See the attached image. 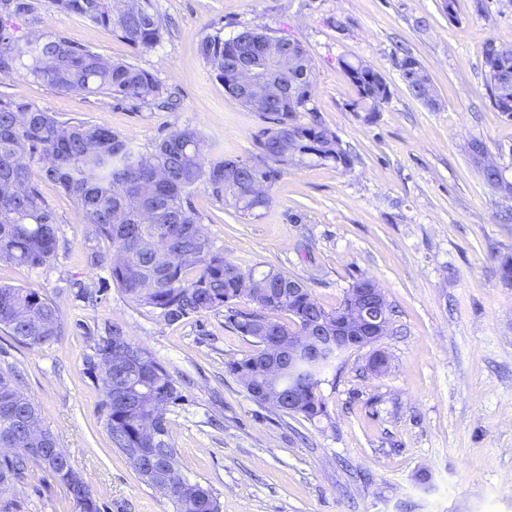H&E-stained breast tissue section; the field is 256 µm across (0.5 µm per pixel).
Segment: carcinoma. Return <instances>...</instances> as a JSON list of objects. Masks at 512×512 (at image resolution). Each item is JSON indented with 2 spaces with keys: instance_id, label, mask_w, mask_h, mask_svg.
<instances>
[{
  "instance_id": "obj_1",
  "label": "carcinoma",
  "mask_w": 512,
  "mask_h": 512,
  "mask_svg": "<svg viewBox=\"0 0 512 512\" xmlns=\"http://www.w3.org/2000/svg\"><path fill=\"white\" fill-rule=\"evenodd\" d=\"M45 2L60 12L115 30L141 51L153 48L164 34L152 0ZM35 9L34 0H0V71L11 70L19 62L28 77L61 92L105 94L165 107L163 88L151 73L136 65L104 58L60 37L29 40L15 35L9 19L30 15ZM240 49L263 55L261 66L266 72L260 90L242 98L239 86L245 78L229 67ZM199 51L229 95L271 123L257 135L249 160L231 165L223 156L205 162L199 153L200 133L193 127L174 129L144 150L108 127L89 121L62 122L51 112L0 96V264L41 268L57 256L55 215L33 181L35 170L40 179L54 182L74 201L83 223L93 225L104 247L91 251V264L108 268L112 283L137 305L156 311L170 323L227 309L231 327L255 339L253 354L228 363L229 373L252 396L267 385L263 352L268 345L287 341L314 320L326 325L350 324L355 331L361 309L346 295L328 311L301 281L288 284V274L274 269L257 274L232 263L213 248L190 196L202 186L247 220L273 203L270 192L261 199L252 192L274 182L281 169L308 160L347 166L350 157L336 133L310 106L314 94L311 60L299 41L245 28L229 39L218 33L207 35ZM482 55L489 102L495 109L510 108L506 116L512 118V43H500ZM338 64L356 89L349 111L365 122L372 121L389 99L385 79L359 59L341 58ZM268 83L283 84L288 91L267 98L263 88ZM408 87L418 98L427 93L422 98L428 106H438L423 68L414 69ZM304 113L306 121L301 120ZM478 144L472 141L469 152L484 181L512 198V181L482 160ZM242 300L249 307L237 308ZM2 329L29 346H44L61 332L59 308L38 289L0 284ZM121 335L120 328L109 327L94 340L84 360L92 380H103L105 359ZM122 345L136 352L140 362L124 376L114 374L124 393L103 388V427L112 445L146 486L158 491L160 483L169 484L167 497L175 512H221L211 489L175 468L176 449L166 417H158L153 428H148L156 408L177 403L181 392L149 351L126 339ZM335 361L333 354L317 368L298 363L291 373L283 374L282 389L291 383L300 396L291 415L310 421L327 415L317 387L320 374ZM7 402L24 414L40 417L15 376L0 370V438L13 426L3 413ZM42 431L44 437L38 441L16 436L10 447L20 452L0 458V512H20L10 491L37 468L67 486L74 512H100L68 451L48 428Z\"/></svg>"
}]
</instances>
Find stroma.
<instances>
[{"instance_id":"stroma-1","label":"stroma","mask_w":512,"mask_h":512,"mask_svg":"<svg viewBox=\"0 0 512 512\" xmlns=\"http://www.w3.org/2000/svg\"><path fill=\"white\" fill-rule=\"evenodd\" d=\"M169 31L140 52L118 33L39 7L11 19L17 34L60 36L150 72L175 106L63 93L0 72V93L59 120H87L148 147L177 127L196 128L204 159H247L264 120L228 95L202 58V38L267 28L309 53L314 104L351 158L349 167H288L273 202L244 220L204 188L190 202L225 257L241 268L298 278L328 310L361 278L394 310L375 348L342 354L320 376L327 417L310 422L250 398L227 364L255 351L225 312L176 323L133 303L90 265L97 242L74 202L51 182L40 190L60 247L51 265H1L0 284L56 301L61 334L30 347L0 331V369L65 448L106 512H174L113 448L101 421L102 387L84 358L108 326L148 349L184 396L166 414L176 463L209 487L222 512H512V199L486 185L468 152L486 142L512 179V118L486 97L482 46L512 42V0H153ZM411 54L439 98L432 108L402 79ZM379 72L390 97L369 123L350 112L356 90L339 57ZM102 288L96 301L80 287ZM385 373L368 368L373 350ZM21 512H73L65 486L34 470L12 491Z\"/></svg>"}]
</instances>
